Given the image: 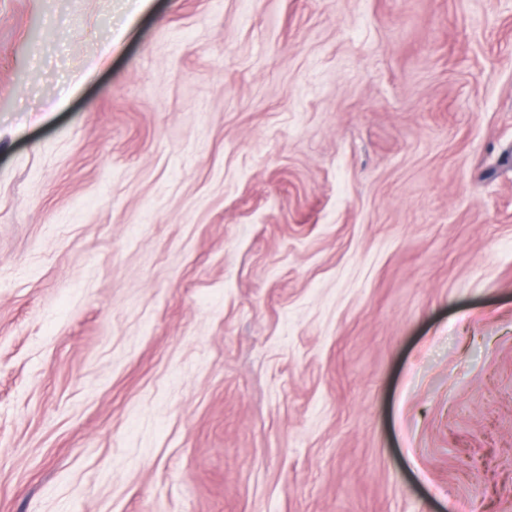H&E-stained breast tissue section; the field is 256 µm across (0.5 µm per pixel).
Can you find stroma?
Returning <instances> with one entry per match:
<instances>
[{"mask_svg":"<svg viewBox=\"0 0 512 512\" xmlns=\"http://www.w3.org/2000/svg\"><path fill=\"white\" fill-rule=\"evenodd\" d=\"M0 512H512V0H0Z\"/></svg>","mask_w":512,"mask_h":512,"instance_id":"1","label":"stroma"}]
</instances>
